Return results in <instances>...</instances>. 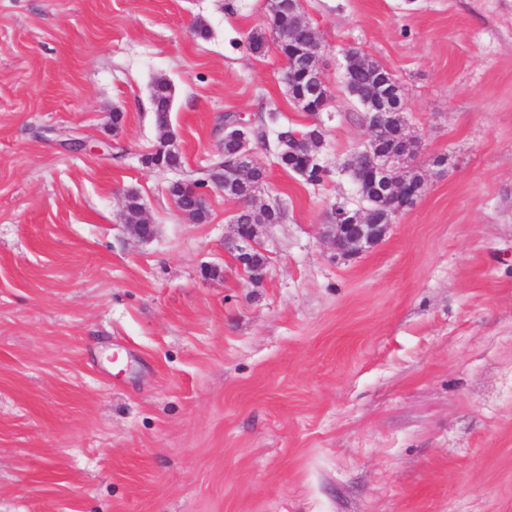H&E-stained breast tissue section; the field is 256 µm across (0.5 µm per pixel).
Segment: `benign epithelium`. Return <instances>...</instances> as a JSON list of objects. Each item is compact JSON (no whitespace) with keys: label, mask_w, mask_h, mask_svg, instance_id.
<instances>
[{"label":"benign epithelium","mask_w":512,"mask_h":512,"mask_svg":"<svg viewBox=\"0 0 512 512\" xmlns=\"http://www.w3.org/2000/svg\"><path fill=\"white\" fill-rule=\"evenodd\" d=\"M321 45L314 38L305 50L306 72L309 87L299 99L297 106L306 109L309 102L321 96L318 111L326 112L330 107V96L319 66ZM406 110L401 86L386 92L377 106L361 113L363 126L368 131L367 140L346 161L344 169L356 184L368 182L374 195L360 198L355 210L332 211L330 223L325 225L324 236L328 239L336 256L347 258L358 255L380 243L393 226L395 220L409 210L421 196L424 182H413L405 175L419 149L418 138L406 135L391 147H384L385 132L390 126L393 113ZM242 148L238 155L226 162L225 171L246 177L259 167L255 151L250 146L248 134L237 131ZM258 225H236L233 240L235 259L243 270H250V279H265L267 270L254 266L253 251L258 248Z\"/></svg>","instance_id":"obj_1"}]
</instances>
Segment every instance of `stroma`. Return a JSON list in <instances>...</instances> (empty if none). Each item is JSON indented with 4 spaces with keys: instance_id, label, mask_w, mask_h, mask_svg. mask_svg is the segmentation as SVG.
<instances>
[{
    "instance_id": "stroma-1",
    "label": "stroma",
    "mask_w": 512,
    "mask_h": 512,
    "mask_svg": "<svg viewBox=\"0 0 512 512\" xmlns=\"http://www.w3.org/2000/svg\"><path fill=\"white\" fill-rule=\"evenodd\" d=\"M267 3L0 0V512H512V0H301L315 115L248 48ZM350 50L399 81L425 186L344 260L323 226L359 203ZM160 77L175 169L144 161ZM228 112L325 132L317 184L273 127L256 144L285 210L260 283L236 202L209 189L196 224L169 194L222 161ZM268 118L275 125L276 139L280 147L276 156L277 164L281 168L295 173L293 155L288 153V143L294 141L292 134L296 129L290 127L288 123L279 122L275 113H270ZM141 206V198L138 192L128 191L125 195V208L130 220L129 227L132 232L139 238L147 240L154 235L155 226L154 224H138L137 220L134 221L139 213Z\"/></svg>"
}]
</instances>
